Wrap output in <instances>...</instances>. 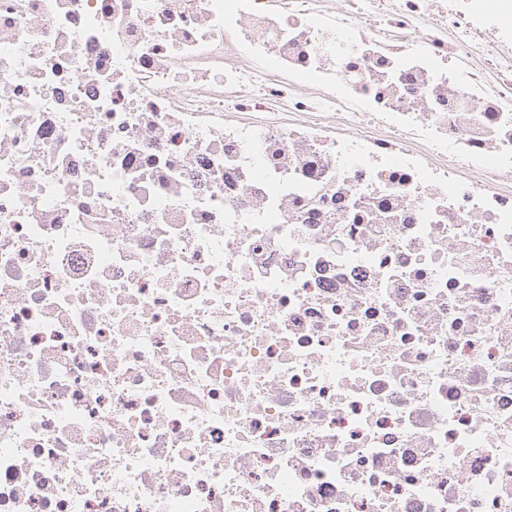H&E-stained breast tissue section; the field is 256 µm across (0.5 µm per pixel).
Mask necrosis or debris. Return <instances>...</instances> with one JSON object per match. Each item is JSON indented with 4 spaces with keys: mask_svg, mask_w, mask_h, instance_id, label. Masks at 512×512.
<instances>
[{
    "mask_svg": "<svg viewBox=\"0 0 512 512\" xmlns=\"http://www.w3.org/2000/svg\"><path fill=\"white\" fill-rule=\"evenodd\" d=\"M0 512H512V0H0Z\"/></svg>",
    "mask_w": 512,
    "mask_h": 512,
    "instance_id": "1",
    "label": "necrosis or debris"
}]
</instances>
